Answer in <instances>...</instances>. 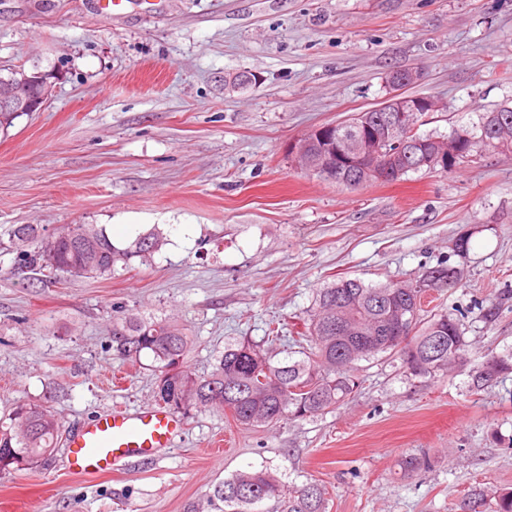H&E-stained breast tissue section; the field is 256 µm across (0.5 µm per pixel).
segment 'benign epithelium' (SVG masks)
Instances as JSON below:
<instances>
[{
    "label": "benign epithelium",
    "mask_w": 512,
    "mask_h": 512,
    "mask_svg": "<svg viewBox=\"0 0 512 512\" xmlns=\"http://www.w3.org/2000/svg\"><path fill=\"white\" fill-rule=\"evenodd\" d=\"M421 72L408 68L392 74L393 90L377 112L388 113L387 119L379 126L364 125L359 137L354 141L336 139V125L328 124L316 129L321 145L318 152H309L310 143L305 139L291 146L305 167L330 173L343 180L352 172L350 184L356 185L359 179L374 176L379 181H387L398 176L409 167L413 160L419 166L450 167L456 155L453 146L443 147L438 141L409 140L420 120L426 113L438 112L441 102L433 96H413L405 90L417 83ZM52 84L36 73L32 76L23 73L16 79L0 86V111L39 112L47 104ZM394 149H389V146Z\"/></svg>",
    "instance_id": "7a95c632"
}]
</instances>
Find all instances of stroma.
<instances>
[{"mask_svg":"<svg viewBox=\"0 0 512 512\" xmlns=\"http://www.w3.org/2000/svg\"><path fill=\"white\" fill-rule=\"evenodd\" d=\"M19 67L56 79L42 111L0 131V417L45 404L70 433L154 402L151 357L134 367L112 352L115 308L188 328L187 365L203 376L233 337L283 357L269 320L302 330L340 276L459 268L430 310L457 315L476 357L512 350V149L358 188L288 152L384 101L395 69L422 68L414 93L445 105L425 134L512 107V0H158L114 20L93 0H0V73ZM239 71L256 84L225 93ZM17 224L166 243L110 279L46 286L19 272ZM358 375L318 418L247 428L192 411L174 447L102 475L69 473L56 448L38 469L0 472V512H196L224 478L263 466L322 484L329 512H452L472 486L512 488V376L474 394L466 375L430 383L384 357ZM409 454L426 470L404 476Z\"/></svg>","mask_w":512,"mask_h":512,"instance_id":"1","label":"stroma"}]
</instances>
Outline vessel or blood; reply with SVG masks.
<instances>
[{"label": "vessel or blood", "instance_id": "vessel-or-blood-1", "mask_svg": "<svg viewBox=\"0 0 512 512\" xmlns=\"http://www.w3.org/2000/svg\"><path fill=\"white\" fill-rule=\"evenodd\" d=\"M182 428V418L165 406H116L68 435L67 464L75 474L107 473L119 462L148 460L159 449L172 447Z\"/></svg>", "mask_w": 512, "mask_h": 512}]
</instances>
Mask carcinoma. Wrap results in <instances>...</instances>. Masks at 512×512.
Returning a JSON list of instances; mask_svg holds the SVG:
<instances>
[{
	"mask_svg": "<svg viewBox=\"0 0 512 512\" xmlns=\"http://www.w3.org/2000/svg\"><path fill=\"white\" fill-rule=\"evenodd\" d=\"M478 121L456 126L448 135L415 133L428 140L456 141L459 163L476 153L501 148L487 141L494 119L512 120V107L477 113ZM10 237L18 245L34 244L23 267L31 272L69 277L112 278L144 262L164 244L163 234L150 233L129 248L119 249L95 224H65L44 234L20 224ZM460 274L453 267L425 272L411 284L392 281L366 284L341 278L319 289L300 339L306 345L275 362L249 339L224 343L213 370L197 376L186 369L193 337L175 322L115 310L112 349L138 363L152 357L160 403L184 415L208 408L230 414L234 422L261 427L283 419L306 420L335 409L360 387L355 367L362 360L388 354L401 361L409 376L432 382L450 373H466L469 387L480 391L512 374V351L486 355L479 361L455 313L422 314L421 294L427 288H451ZM0 424V471L35 470L45 464L59 438L61 418L50 407L19 403ZM328 512L326 488L318 483L288 485L267 467L238 471L216 486L208 500L212 512ZM512 512V489L474 487L456 510Z\"/></svg>",
	"mask_w": 512,
	"mask_h": 512,
	"instance_id": "carcinoma-1",
	"label": "carcinoma"
}]
</instances>
